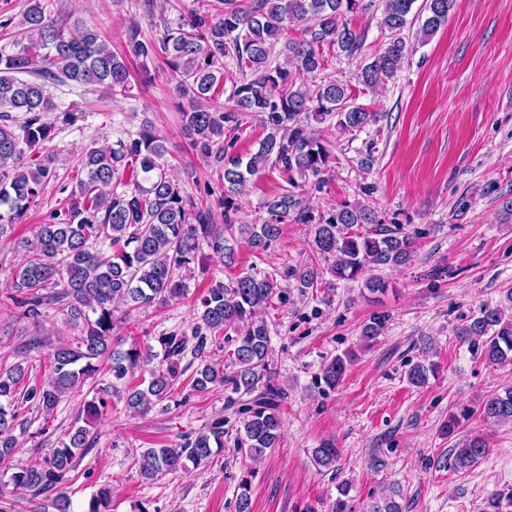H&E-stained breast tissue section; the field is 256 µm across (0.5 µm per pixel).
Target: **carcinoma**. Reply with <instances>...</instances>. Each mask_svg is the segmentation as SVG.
Listing matches in <instances>:
<instances>
[{"mask_svg":"<svg viewBox=\"0 0 512 512\" xmlns=\"http://www.w3.org/2000/svg\"><path fill=\"white\" fill-rule=\"evenodd\" d=\"M416 0H382L383 26L390 41L382 52L361 67L360 83L370 91L394 79L409 45L403 31ZM454 0H425L427 16L421 37L433 35L448 20ZM363 0H224L219 16L194 11L173 23L161 19L162 32L145 36L128 34L124 56L112 52L97 28L68 24L45 12L36 0L23 14L21 25L27 42L12 53H0V238L12 230L30 203L45 190L51 177L52 156L47 154L32 168L25 154L45 149L55 135V122L46 119L57 111L46 87L73 82L125 93L130 71L126 56L140 63L144 81L151 79L149 64L160 59L182 95L188 98L181 112L182 131L191 148L212 158L223 170L224 224L213 223L209 209L187 207L178 184L168 175L165 138L144 123L133 139H119L85 150L78 163L85 178L69 196L66 209L50 215L31 239L22 241L24 258L11 275L9 299L22 319L34 323L46 308L61 312L80 335L56 345L49 354V375L42 383L25 382L27 371L17 364L0 372V462L12 458L17 446L15 427L20 410L34 404L50 415L70 390L98 374L104 376L94 389L78 420L65 438L47 449L33 466L13 469L9 481L45 502L43 509L68 512L70 502L63 484L75 470L77 456L95 445L86 423L99 417L108 399L122 396L126 407L146 413L168 400L179 375L177 360L188 341L174 334L157 342L168 362L164 371L153 372L145 387L130 385L152 347L123 348L114 337L117 304L126 308L162 307L187 291V272L195 263L202 242L224 255V266L236 264L239 241L257 254H265L281 235V225L292 220L312 225L310 248L327 265L286 266L281 272H242L228 282L214 280L200 299L194 335V355L199 360L190 386L206 393L215 386H231L236 393H258L255 407L242 421L237 448L252 459L279 447L284 421L277 399L283 390L268 375L270 333L257 314L280 296L278 279L307 294L326 278L357 281L370 268H396L414 258V241L399 225L385 224L377 210L363 202L344 204L335 213L315 216L304 198L295 193L299 182L321 179L330 168L331 151L315 135L311 122L336 119V126L352 133L377 122L378 113L352 103L351 87L325 77L306 84L328 67L326 52L336 49L350 57L362 49L363 34L353 27L348 14L365 10ZM302 26L295 40L284 39L286 24ZM287 62H276L279 55ZM232 60L241 77L227 69ZM231 83L221 99L217 90ZM256 118L266 135L255 152H232L236 132L244 120ZM278 168L291 190L264 203L267 218L261 224H238V197L248 190L251 178L265 168ZM388 322L384 313L373 314L361 329L360 340L370 344ZM237 330L228 366L205 355L207 335ZM460 342L492 365L512 362V290L504 303L484 305L456 329ZM352 355L338 356L323 364L322 378L336 387L345 376ZM434 365L415 364L408 372L410 384L422 386ZM486 420L512 422V387L486 397L480 404ZM470 410L451 413L441 427L449 438L459 433ZM224 447V421L179 448H146L137 463L149 481L184 470L187 463L208 462L214 449ZM488 453L485 440L466 437L451 449L452 468L464 473ZM340 449L323 441L312 450L315 465L334 466ZM237 512H251V483L242 478ZM400 489L374 498L368 512H403L396 497ZM512 506V487L490 493L487 509L501 512ZM86 512H112V489L105 486L90 499Z\"/></svg>","mask_w":512,"mask_h":512,"instance_id":"1","label":"carcinoma"}]
</instances>
